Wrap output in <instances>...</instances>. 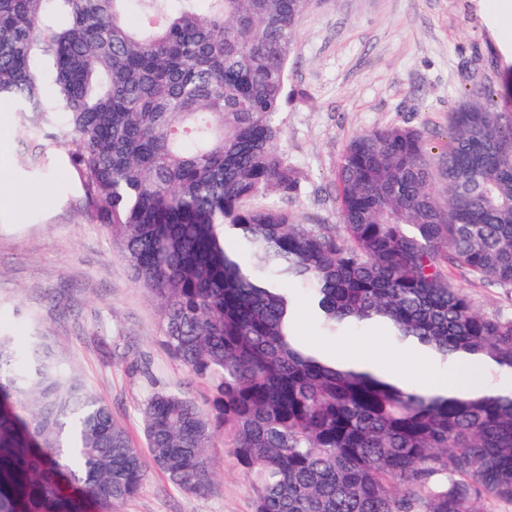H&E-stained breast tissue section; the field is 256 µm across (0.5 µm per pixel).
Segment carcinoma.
<instances>
[{"label":"carcinoma","mask_w":512,"mask_h":512,"mask_svg":"<svg viewBox=\"0 0 512 512\" xmlns=\"http://www.w3.org/2000/svg\"><path fill=\"white\" fill-rule=\"evenodd\" d=\"M138 2L132 29L129 0H0V95L38 155L64 152L89 221L160 299L161 345L211 398L151 394L145 455L49 336H0V512H111L151 467L203 493L219 433L254 512L512 504V387L422 392L339 365L296 336L278 285L302 287L329 336L377 324L443 364L512 374V318L476 312L447 271L512 288V114L475 86L435 158L410 128L353 138L336 172L343 224H299L249 201L300 184L274 142L311 0Z\"/></svg>","instance_id":"cac0c4a2"}]
</instances>
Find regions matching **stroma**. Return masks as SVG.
Instances as JSON below:
<instances>
[{"label":"stroma","instance_id":"35a3bbf8","mask_svg":"<svg viewBox=\"0 0 512 512\" xmlns=\"http://www.w3.org/2000/svg\"><path fill=\"white\" fill-rule=\"evenodd\" d=\"M485 0H313L298 21L288 58V97L278 115V151L302 174L297 191H271L255 206L287 209L295 221L341 224L334 173L348 142L386 127L419 130L434 146L448 116L473 85L499 92L512 76ZM473 308L512 317V288L448 271ZM298 336L316 348L369 360L389 351L414 373L445 385L457 365L417 362L377 325L325 335L305 298L294 309ZM41 328L68 366L111 406L136 447L145 439L140 409L157 391L205 405L210 392L159 344V302L131 280L105 227L89 223L82 191L61 155L29 161L13 100L0 96V336L21 340ZM123 358L104 357L98 339ZM213 488L195 495L149 469L139 494L112 512H253V490L234 451L216 436L208 449Z\"/></svg>","mask_w":512,"mask_h":512}]
</instances>
